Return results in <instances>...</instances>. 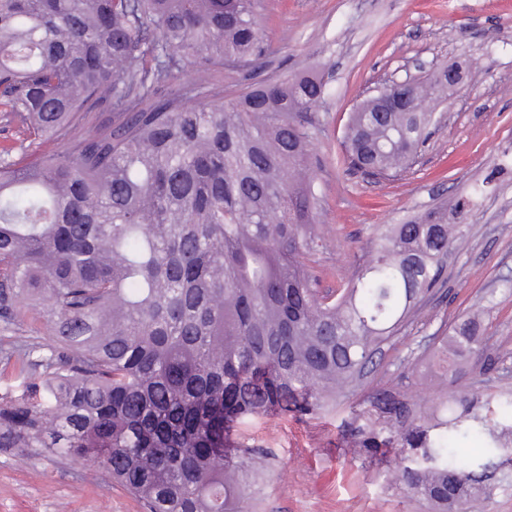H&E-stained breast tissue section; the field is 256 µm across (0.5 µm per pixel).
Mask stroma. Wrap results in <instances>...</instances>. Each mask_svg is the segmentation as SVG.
<instances>
[{"label":"stroma","mask_w":512,"mask_h":512,"mask_svg":"<svg viewBox=\"0 0 512 512\" xmlns=\"http://www.w3.org/2000/svg\"><path fill=\"white\" fill-rule=\"evenodd\" d=\"M269 55L263 76L314 68L329 87L314 146L321 196L318 229L326 246L310 258L322 290L340 288L388 224L459 200L470 229L448 254L445 283L383 347L368 386L394 381L419 402L459 389H512V0H264ZM422 57L470 63L473 93L459 100L418 162L375 181L351 172L342 148L350 113L384 71ZM481 194H473L474 186ZM465 311L482 314L494 370L467 365L442 377L429 360L433 337ZM343 414L242 421L235 440L257 449L265 476L242 512H429L391 476L384 459L357 455L343 438ZM0 512H144L113 484L98 459L39 448L0 451Z\"/></svg>","instance_id":"35a3bbf8"}]
</instances>
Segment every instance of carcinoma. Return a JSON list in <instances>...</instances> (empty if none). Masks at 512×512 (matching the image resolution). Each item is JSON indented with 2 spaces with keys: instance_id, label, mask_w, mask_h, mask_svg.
<instances>
[{
  "instance_id": "cac0c4a2",
  "label": "carcinoma",
  "mask_w": 512,
  "mask_h": 512,
  "mask_svg": "<svg viewBox=\"0 0 512 512\" xmlns=\"http://www.w3.org/2000/svg\"><path fill=\"white\" fill-rule=\"evenodd\" d=\"M268 53L260 0H0V105L65 144L0 151V319L29 306L51 337L21 350L43 373L0 402V448L93 454L148 512H241L257 471L237 424L341 409L443 285L463 205L384 228L344 288H314L309 155L329 93L311 71L254 79ZM220 74L246 84L216 103ZM375 108L351 114L345 157L384 179L436 120ZM480 327L458 316L433 363L452 377L482 356ZM509 409L511 390L425 408L382 386L349 406L348 443L395 449L408 494L465 512L512 468Z\"/></svg>"
}]
</instances>
